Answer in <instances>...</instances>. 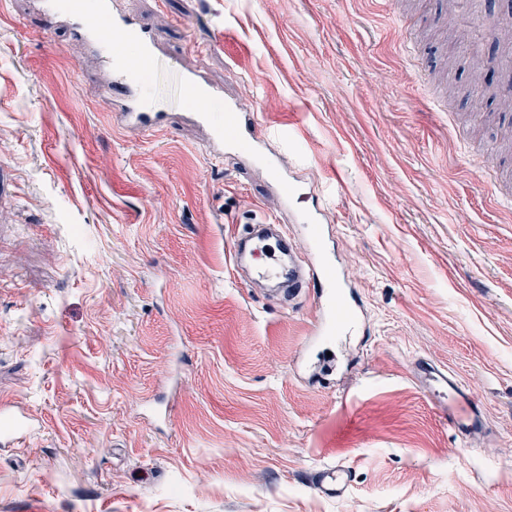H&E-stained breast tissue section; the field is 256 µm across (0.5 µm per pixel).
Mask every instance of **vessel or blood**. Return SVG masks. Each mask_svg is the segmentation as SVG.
Listing matches in <instances>:
<instances>
[{"label": "vessel or blood", "mask_w": 512, "mask_h": 512, "mask_svg": "<svg viewBox=\"0 0 512 512\" xmlns=\"http://www.w3.org/2000/svg\"><path fill=\"white\" fill-rule=\"evenodd\" d=\"M48 22L59 17L74 20L83 39L93 41L99 58L112 71V93L125 97L128 106L120 118L128 124L154 128L166 124V113L158 111L150 101L151 88L135 78L133 70L139 61L157 62L159 55L149 32L140 25L112 13V0H43ZM107 22L112 31L111 40H103L100 22ZM181 81L187 96L200 99L192 115L196 123L208 133L211 154H224V128L232 126L235 139L244 145H253L249 123L238 114L232 101L223 100L221 93L204 83L198 75L182 74ZM223 101L224 114L216 116L206 108L207 101ZM308 204L296 213L295 221L302 225L313 251L307 264H294L292 272H285L278 249L272 248L274 236L271 223L259 224L254 236V248L264 254V262L254 269L256 278L275 282L288 279L297 288L316 289L317 319L315 336L318 343L332 346L342 338L355 335L359 327L361 304L351 284L345 279L336 255L326 242L321 215L325 198L313 191ZM411 377L427 392L438 406L448 426L459 437L485 432L486 422L472 392L448 370L438 368L424 359L411 365ZM31 428L25 415L14 412L8 405H0V437L20 439ZM351 481V469L345 464L324 467L318 473L317 489L325 495L341 496Z\"/></svg>", "instance_id": "b4317fda"}]
</instances>
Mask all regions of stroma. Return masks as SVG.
<instances>
[{"label":"stroma","mask_w":512,"mask_h":512,"mask_svg":"<svg viewBox=\"0 0 512 512\" xmlns=\"http://www.w3.org/2000/svg\"><path fill=\"white\" fill-rule=\"evenodd\" d=\"M150 29L168 125L121 122L110 71L37 0H0V506L54 512H512V37L446 0H113ZM493 54L491 84L470 60ZM253 112L363 301L314 370L312 294L233 267L236 226L302 228L250 157L179 119V72ZM479 400L459 438L411 378ZM353 468L339 497L318 469ZM411 377L438 406L448 427L462 439L486 431V422L472 392L447 369L425 359L411 365ZM1 421H5L1 429V438L21 439L30 433L31 427L28 425L27 417L22 413H16L9 409L6 404L0 405Z\"/></svg>","instance_id":"obj_1"}]
</instances>
